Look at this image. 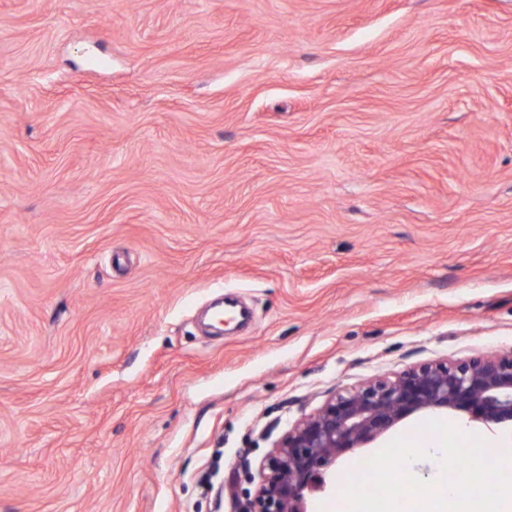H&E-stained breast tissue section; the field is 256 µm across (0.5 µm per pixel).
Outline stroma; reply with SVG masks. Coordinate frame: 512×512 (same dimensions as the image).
Wrapping results in <instances>:
<instances>
[{"mask_svg": "<svg viewBox=\"0 0 512 512\" xmlns=\"http://www.w3.org/2000/svg\"><path fill=\"white\" fill-rule=\"evenodd\" d=\"M511 350L512 0H0V512H214L338 388Z\"/></svg>", "mask_w": 512, "mask_h": 512, "instance_id": "stroma-1", "label": "stroma"}]
</instances>
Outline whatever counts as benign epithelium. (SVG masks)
I'll use <instances>...</instances> for the list:
<instances>
[{
  "instance_id": "benign-epithelium-1",
  "label": "benign epithelium",
  "mask_w": 512,
  "mask_h": 512,
  "mask_svg": "<svg viewBox=\"0 0 512 512\" xmlns=\"http://www.w3.org/2000/svg\"><path fill=\"white\" fill-rule=\"evenodd\" d=\"M445 414L512 434V350L423 363L341 387L299 417L258 465V481L234 512H309L332 489L336 463L378 444L412 417Z\"/></svg>"
}]
</instances>
